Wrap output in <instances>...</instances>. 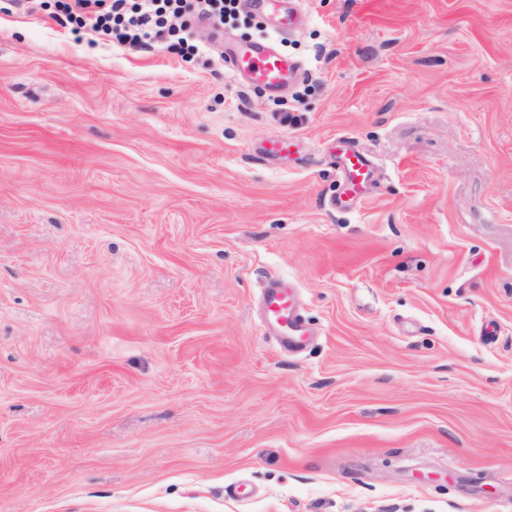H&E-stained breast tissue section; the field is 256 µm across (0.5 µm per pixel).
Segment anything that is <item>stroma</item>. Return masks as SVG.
<instances>
[{"label": "stroma", "mask_w": 512, "mask_h": 512, "mask_svg": "<svg viewBox=\"0 0 512 512\" xmlns=\"http://www.w3.org/2000/svg\"><path fill=\"white\" fill-rule=\"evenodd\" d=\"M300 8L284 97L0 9V512H512V0ZM336 169L341 175L342 191L332 200L334 208H350L364 198L365 187L372 180L375 163L372 157L346 137L336 146ZM265 324L285 348L302 347L309 336V329L295 307L293 289L286 282H272L264 289Z\"/></svg>", "instance_id": "stroma-1"}]
</instances>
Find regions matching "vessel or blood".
<instances>
[{"label": "vessel or blood", "instance_id": "1", "mask_svg": "<svg viewBox=\"0 0 512 512\" xmlns=\"http://www.w3.org/2000/svg\"><path fill=\"white\" fill-rule=\"evenodd\" d=\"M247 3L252 10L266 15L279 31L291 27L300 15L294 0H247ZM224 64L235 81L272 94L286 90L302 72L297 62L272 48L265 40L229 46L224 54ZM336 168L341 175L342 191L333 199V207L348 208L363 200L375 170L372 157L350 139L342 137L336 146ZM263 297L266 326L279 337L284 347H302L309 329L295 307L292 288L276 281L267 285Z\"/></svg>", "mask_w": 512, "mask_h": 512}]
</instances>
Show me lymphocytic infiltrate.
<instances>
[{
	"mask_svg": "<svg viewBox=\"0 0 512 512\" xmlns=\"http://www.w3.org/2000/svg\"><path fill=\"white\" fill-rule=\"evenodd\" d=\"M67 20L106 44L190 51L194 27L202 20L223 24L239 11V0H56Z\"/></svg>",
	"mask_w": 512,
	"mask_h": 512,
	"instance_id": "1",
	"label": "lymphocytic infiltrate"
}]
</instances>
